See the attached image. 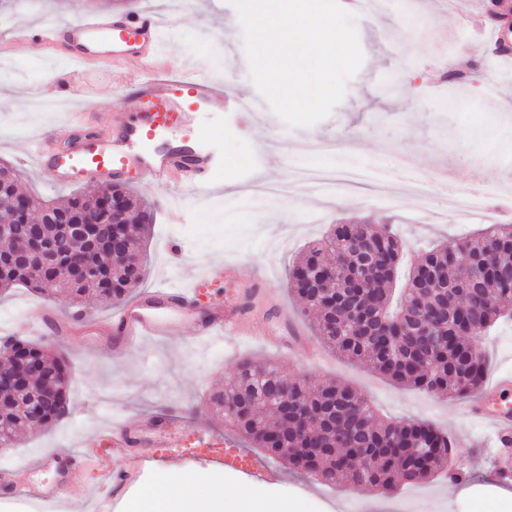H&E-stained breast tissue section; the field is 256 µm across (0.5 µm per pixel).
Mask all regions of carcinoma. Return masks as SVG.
<instances>
[{"mask_svg": "<svg viewBox=\"0 0 512 512\" xmlns=\"http://www.w3.org/2000/svg\"><path fill=\"white\" fill-rule=\"evenodd\" d=\"M18 173L0 164V201L18 194ZM86 190L62 205L37 199L42 256L22 255L30 224L0 228V291L25 286L44 295L67 292L78 302L120 301L141 282L145 269L131 248L112 257V225L80 246L64 230L70 211L88 207ZM403 244L391 229L336 224L307 250L289 285L314 319L315 335L331 350L370 366L387 378L441 398L461 399L485 382L487 364L479 338L512 318V225L491 224L476 238L420 252L405 279L398 276ZM328 252L341 266L336 281L305 280ZM433 314L440 342L426 344L417 327ZM38 366L21 390H0V444L26 429L57 422L66 410L70 365L61 349L49 353L26 341ZM39 406L31 420L23 406ZM224 422L252 447L288 468L331 485L364 486L393 493L403 485L458 469L448 434L424 421L392 420L351 387L328 380L313 387L289 381L274 364L244 360L224 391L211 396Z\"/></svg>", "mask_w": 512, "mask_h": 512, "instance_id": "obj_1", "label": "carcinoma"}]
</instances>
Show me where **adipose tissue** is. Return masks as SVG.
Here are the masks:
<instances>
[{"instance_id": "ef3b65f1", "label": "adipose tissue", "mask_w": 512, "mask_h": 512, "mask_svg": "<svg viewBox=\"0 0 512 512\" xmlns=\"http://www.w3.org/2000/svg\"><path fill=\"white\" fill-rule=\"evenodd\" d=\"M142 512H294L285 501L255 508L248 490L226 491L222 477L202 483L191 480L180 490L158 484L145 496Z\"/></svg>"}]
</instances>
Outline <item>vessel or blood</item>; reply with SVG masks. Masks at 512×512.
<instances>
[{
    "mask_svg": "<svg viewBox=\"0 0 512 512\" xmlns=\"http://www.w3.org/2000/svg\"><path fill=\"white\" fill-rule=\"evenodd\" d=\"M162 25L154 13L142 11L126 15L86 14L66 23L48 24L38 29H17L11 40L24 50L46 45L56 56L77 62L95 57L112 66L132 69L123 86L126 98L135 102L133 113H113L108 121L110 133L104 138L72 135L81 125L82 112L66 113L63 120L41 130L36 138L26 140L21 153V171L35 170L55 185L66 187L93 180L101 184L113 181L144 179L161 189V204L172 211L177 200L200 198L214 190V174L224 161L210 146V135L201 116L216 102L225 100L224 83L203 72L171 73L156 68L144 75L135 67L145 59L157 57ZM175 138L176 143L159 148V141ZM236 265L224 262L188 276L186 286H163L145 293L137 301L114 310L111 319L115 349L114 359L121 360L147 338L167 336L165 323L155 310L169 309L193 321V341L215 336L223 338L253 337L249 322L248 299L258 289L255 280H241ZM227 280L233 286L223 303H216L210 285ZM32 323L56 321L60 333L88 328L92 320L74 313L54 316L43 307L28 311ZM476 414L499 436H512V414L489 411L481 400H474ZM192 439L205 448L208 463L267 482L280 480L282 473L263 453L240 448L231 436L210 434L175 420L172 413L158 414L135 425H112L89 437L93 447L102 449L116 460L109 477L114 489H121L126 474L121 461L132 459L136 447L148 448V458L164 466L174 456L170 448L174 439ZM45 462L57 465L58 479L50 483H20L10 473L0 474V493L44 504H58L66 512H93L89 501L78 496H63L61 488L77 472L79 457L68 454L60 458L49 452Z\"/></svg>",
    "mask_w": 512,
    "mask_h": 512,
    "instance_id": "vessel-or-blood-1",
    "label": "vessel or blood"
}]
</instances>
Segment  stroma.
<instances>
[{
    "mask_svg": "<svg viewBox=\"0 0 512 512\" xmlns=\"http://www.w3.org/2000/svg\"><path fill=\"white\" fill-rule=\"evenodd\" d=\"M490 0H468L467 26L419 9L417 0H387L380 19L356 17L364 63L352 77L342 101L331 115L309 128H287L261 100L250 75L242 29L229 0H0V29L36 28L63 23L79 13H133L150 10L162 19L183 16L179 33L163 36L162 64L185 71L199 70L227 79L230 93L257 101L259 120L238 130L232 112H215L207 124L224 155L215 174L221 189L205 201H191L186 217L172 225L159 207V192L149 182L131 188L155 209L145 251L149 274L140 283L147 290L161 282L180 283L182 274L171 263L170 249L183 245L189 270L199 272L217 261L234 260L240 276L259 277L274 289L282 311L267 312L268 296L254 295L256 332L281 325L290 315L305 337H312L302 305L288 289V273L304 248L335 224H391L404 238V258L434 243L455 245L490 224L502 223L490 196L512 198V62L497 61L489 34ZM467 59L468 83L451 112L438 102L447 82L433 84L454 59ZM73 72L91 86L81 101L83 111L103 114L132 109L112 68L71 64L45 49L29 52L0 40V124L19 125L18 134L0 137V163L17 165L22 138L52 126L55 115L27 120V94L36 86H52L54 74ZM505 91L490 100L489 88ZM448 170L428 198L415 184L426 173ZM480 178L487 191L479 206L459 213L455 198ZM48 302L58 312L72 310L64 294L43 297L15 287L0 294V336H18L63 349L73 375L66 414L53 427L24 435L13 447L0 450V470L20 468L27 479L50 482L53 470L41 462L50 450L82 456L76 492L91 496L100 512H137L141 498L160 481L178 485L188 476L204 480L216 469L202 459H177L163 470L151 464L133 472L125 486L113 490L103 476L104 463L82 442L93 428L110 422L137 423L164 404L196 406L198 421L223 429L224 419L209 406L211 393L222 390L239 363L247 358L275 363L282 375L314 385L336 379L356 389L380 412L397 419H416L447 432L459 453L463 477L459 495L448 493L449 475L380 494L364 487L325 485L313 475L284 470L280 482L248 480L225 472L227 487L250 484L254 499L288 501L296 512H372L371 502H386V512H512V479L498 473L501 448L491 429L457 412L455 401L397 384L370 368L322 350L317 362L298 351L277 350L252 339L206 341L189 346V322L171 319L168 336L146 342L128 359L112 357V331L105 320L113 304L94 307L102 325L95 343L85 337H58L27 328L23 316L32 305ZM481 343L487 371L512 373V322L495 325Z\"/></svg>",
    "mask_w": 512,
    "mask_h": 512,
    "instance_id": "stroma-1",
    "label": "stroma"
}]
</instances>
